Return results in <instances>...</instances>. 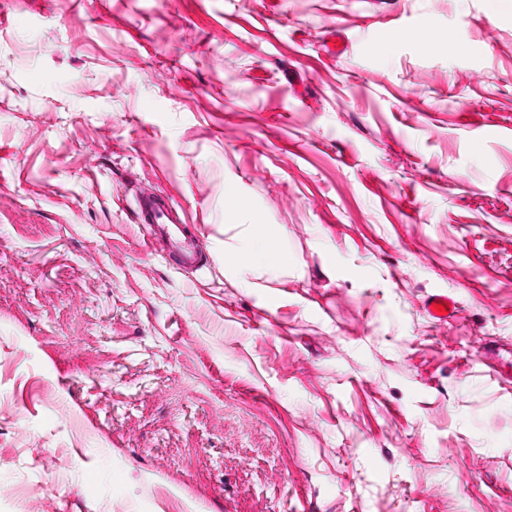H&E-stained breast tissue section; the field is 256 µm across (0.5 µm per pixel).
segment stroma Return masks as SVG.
Masks as SVG:
<instances>
[{
    "label": "stroma",
    "mask_w": 512,
    "mask_h": 512,
    "mask_svg": "<svg viewBox=\"0 0 512 512\" xmlns=\"http://www.w3.org/2000/svg\"><path fill=\"white\" fill-rule=\"evenodd\" d=\"M0 512H512V0H0ZM135 205L147 254L155 249L158 241L163 240L168 243L169 254L179 268H195L199 264L201 257L192 243L195 237L193 227L181 220L178 206L168 196L140 191ZM239 228L233 244L224 245V265L255 286L257 281H275L286 262L276 247L279 236L265 224H235ZM252 279V280H250ZM437 304H441L443 308H446L445 314H442V308H436ZM423 307L428 316L439 322L447 321L456 311L455 301L448 297V294L443 293L428 295L424 301Z\"/></svg>",
    "instance_id": "35a3bbf8"
}]
</instances>
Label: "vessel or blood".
<instances>
[{"instance_id":"b4317fda","label":"vessel or blood","mask_w":512,"mask_h":512,"mask_svg":"<svg viewBox=\"0 0 512 512\" xmlns=\"http://www.w3.org/2000/svg\"><path fill=\"white\" fill-rule=\"evenodd\" d=\"M135 214L143 231L145 251H153L156 243L163 240L179 268L188 269L199 264L201 257L193 244L194 230L182 222L177 205L168 196L151 191L139 192ZM423 307L428 316L440 322L456 311L455 301L443 293L428 295Z\"/></svg>"}]
</instances>
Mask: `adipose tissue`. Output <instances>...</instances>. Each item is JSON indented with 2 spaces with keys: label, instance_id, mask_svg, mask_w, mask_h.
I'll list each match as a JSON object with an SVG mask.
<instances>
[{
  "label": "adipose tissue",
  "instance_id": "1",
  "mask_svg": "<svg viewBox=\"0 0 512 512\" xmlns=\"http://www.w3.org/2000/svg\"><path fill=\"white\" fill-rule=\"evenodd\" d=\"M279 237L264 224L240 225L234 243L224 247V263L243 280L275 281L286 262Z\"/></svg>",
  "mask_w": 512,
  "mask_h": 512
}]
</instances>
